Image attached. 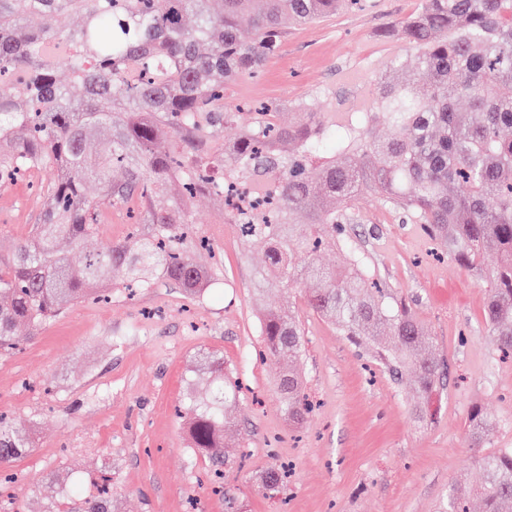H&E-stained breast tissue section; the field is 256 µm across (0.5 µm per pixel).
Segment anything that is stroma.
Here are the masks:
<instances>
[{
	"label": "stroma",
	"instance_id": "1",
	"mask_svg": "<svg viewBox=\"0 0 512 512\" xmlns=\"http://www.w3.org/2000/svg\"><path fill=\"white\" fill-rule=\"evenodd\" d=\"M419 7L420 0H370L362 11L288 23L278 56L225 85V103L242 110L225 140L250 120L253 104H278L285 123L297 102L328 112L361 97L382 64L404 52L398 30ZM362 211L361 223L345 225V239L435 345L443 375L429 417H420L409 381L377 370L366 350L304 309L298 369L314 409L289 421L277 394L288 363L262 357L259 343L261 312L282 297L256 293L263 254L247 248L216 201L199 195L192 220L215 251L193 258L223 272L199 299L160 279L131 300H87L0 357V416L34 440L11 465L21 512H40L58 478L81 489L102 471L116 478L117 512H189L192 497L201 512H224L178 416L206 390L203 352L222 356L241 385L230 415L242 467L224 485L243 512H438L452 485L476 476L480 451L468 431L475 407L496 426L491 449L512 448V361L491 344L483 313L496 256L477 269L435 260L420 225L370 197ZM41 215L31 186L0 189V255H11ZM275 462L292 473L271 499L262 476Z\"/></svg>",
	"mask_w": 512,
	"mask_h": 512
}]
</instances>
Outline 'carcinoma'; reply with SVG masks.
Masks as SVG:
<instances>
[{
    "instance_id": "carcinoma-1",
    "label": "carcinoma",
    "mask_w": 512,
    "mask_h": 512,
    "mask_svg": "<svg viewBox=\"0 0 512 512\" xmlns=\"http://www.w3.org/2000/svg\"><path fill=\"white\" fill-rule=\"evenodd\" d=\"M366 0H0V183L36 170L46 200L41 223L12 255L0 258V353L17 349L71 305L104 293L174 282L197 297L219 274L192 254L214 244L195 230L191 200L206 191L225 205L227 222L268 264L256 272L258 291L288 293L329 321L352 345L370 347L374 361L397 380L411 376L420 412L440 380V366L420 320L371 281L366 258L326 268L317 253L336 246V228L357 220L373 194L441 238L448 259L469 267L489 252L484 312L487 336L512 353V0H422L400 27L416 57L388 60L365 99L345 112L299 104L288 124L266 108L236 141L224 125L236 112L224 84L255 73L281 47L284 21L308 23ZM79 14L82 26L62 31L57 18ZM252 17L244 29L240 17ZM39 26L19 33L21 17ZM67 70L73 85L58 72ZM250 183L253 214L226 198V178ZM466 192L457 194L453 186ZM179 187L177 195L172 186ZM136 215L129 239L74 264L68 246L95 234L105 212ZM263 354L301 359L300 319L270 309L260 318ZM204 374L208 392L184 407L191 451L215 475L234 464L228 410L240 385L214 355ZM288 418L311 411L293 370L279 380ZM472 444H490V421L469 418ZM31 436L0 417V467L26 456ZM479 479L456 485L439 512H512V448L479 456ZM284 469L268 466L263 484L281 493ZM95 491L75 495L61 485L44 512H115L112 474Z\"/></svg>"
}]
</instances>
